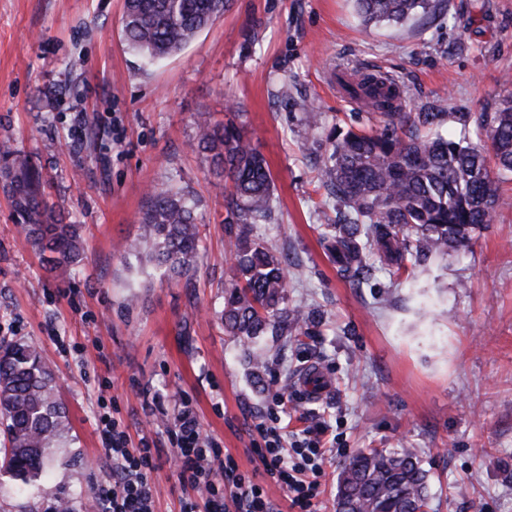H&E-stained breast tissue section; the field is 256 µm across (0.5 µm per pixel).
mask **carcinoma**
Here are the masks:
<instances>
[{"label":"carcinoma","instance_id":"obj_1","mask_svg":"<svg viewBox=\"0 0 512 512\" xmlns=\"http://www.w3.org/2000/svg\"><path fill=\"white\" fill-rule=\"evenodd\" d=\"M231 0H124L127 46L153 59L181 51L224 15ZM367 24L402 23L433 8V0H355ZM368 96L379 112L376 128H334L316 179L339 209L323 225L320 243L338 273L360 284L381 267L399 278L432 258L468 250L474 232L494 223L512 204L501 190L512 174V94L497 111L402 112L397 90L378 91L375 75L346 85ZM475 121L476 141L432 132L443 118ZM197 147L224 166L233 278L224 285V332L250 343L259 336L307 335L310 315L286 305L287 279L278 250L250 238L254 224L271 220L274 182L264 156L233 124H197ZM18 224L50 269L79 261L76 224L56 219L40 175L26 165L4 171ZM139 237L124 257L146 256L170 278H190L200 248L193 201L182 191L150 193ZM67 434L66 416L52 369L33 342L0 341V471L22 481L42 475L52 448ZM429 477L411 448L359 451L341 466L336 512H425Z\"/></svg>","mask_w":512,"mask_h":512}]
</instances>
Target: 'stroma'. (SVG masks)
<instances>
[{
	"label": "stroma",
	"mask_w": 512,
	"mask_h": 512,
	"mask_svg": "<svg viewBox=\"0 0 512 512\" xmlns=\"http://www.w3.org/2000/svg\"><path fill=\"white\" fill-rule=\"evenodd\" d=\"M122 9L123 0H0V142L15 150L0 171L20 160L39 170L84 247L78 266L47 271L0 187V339L39 346L70 425L40 477L24 485L0 473V512H54L60 497L93 512L109 471L104 413L129 447L156 448V512H180L197 495L171 464L166 424L183 400L247 474L259 419L279 415L292 441L328 425L336 453L312 512H336L343 460L373 448L418 450L431 512H512V208L465 253L398 280L378 269L357 285L320 243L336 203L314 172L330 130L367 110L338 71L392 77L406 112L494 111L512 93L502 82L512 75V0H438L428 15L367 28L354 0H232L161 60L125 46ZM201 119L241 128L268 162L277 209L252 237L284 257L288 304L316 316L307 335L247 346L224 332V174L195 147ZM87 121L104 159L79 148ZM167 186L194 201L200 225L188 283L121 257L150 188ZM249 351L264 361L263 387ZM314 365L334 389L312 401L294 380Z\"/></svg>",
	"instance_id": "35a3bbf8"
}]
</instances>
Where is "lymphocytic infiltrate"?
Segmentation results:
<instances>
[{
	"label": "lymphocytic infiltrate",
	"instance_id": "obj_1",
	"mask_svg": "<svg viewBox=\"0 0 512 512\" xmlns=\"http://www.w3.org/2000/svg\"><path fill=\"white\" fill-rule=\"evenodd\" d=\"M254 429L262 442L253 453L264 474L287 489L292 507L311 512L327 448L317 440L286 443L287 429L277 416ZM102 433L110 469L95 497V512H155L152 449L145 444L129 447L125 431L115 422L103 421ZM172 435L180 485L201 492L200 498L184 499L181 512H278L252 476L239 472L231 458L221 457L187 403H180L174 414Z\"/></svg>",
	"mask_w": 512,
	"mask_h": 512
}]
</instances>
